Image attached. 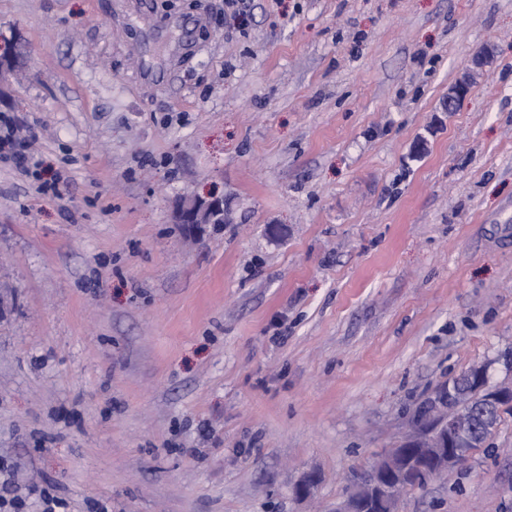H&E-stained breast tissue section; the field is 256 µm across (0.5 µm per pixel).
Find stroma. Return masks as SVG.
Masks as SVG:
<instances>
[{
  "mask_svg": "<svg viewBox=\"0 0 512 512\" xmlns=\"http://www.w3.org/2000/svg\"><path fill=\"white\" fill-rule=\"evenodd\" d=\"M8 46L65 183L0 159V487L332 512L449 378L512 384V0H0ZM399 512H512V413ZM224 223V198H189L179 208L176 223L184 224L195 234L201 233L207 224Z\"/></svg>",
  "mask_w": 512,
  "mask_h": 512,
  "instance_id": "1",
  "label": "stroma"
}]
</instances>
